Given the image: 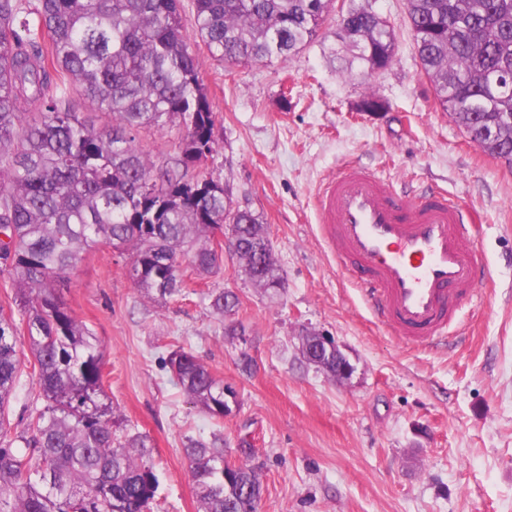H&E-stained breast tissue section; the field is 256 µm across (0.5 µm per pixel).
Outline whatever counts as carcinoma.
Here are the masks:
<instances>
[{
	"label": "carcinoma",
	"mask_w": 512,
	"mask_h": 512,
	"mask_svg": "<svg viewBox=\"0 0 512 512\" xmlns=\"http://www.w3.org/2000/svg\"><path fill=\"white\" fill-rule=\"evenodd\" d=\"M331 0H0V274L16 289L18 326L0 316V512H146L158 478L152 445L118 433L103 387L100 341L73 315L62 287L81 253H128L126 275L147 297L180 296L191 276L216 272V230L242 225L229 252L265 290L285 288L261 216L233 203L203 169L216 152V113L191 37L219 63L285 62L317 36ZM407 22L437 107L488 156L512 165V0H407ZM340 37L361 70L389 67L392 30L351 6ZM75 89L110 122L72 110ZM175 128L181 153L157 163L141 144ZM231 315L238 295L207 293ZM30 365L43 406L20 431L4 409ZM165 366L191 403L224 420V381L192 352ZM200 512H257L262 484L237 465L224 477V438L186 437Z\"/></svg>",
	"instance_id": "carcinoma-1"
}]
</instances>
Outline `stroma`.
Wrapping results in <instances>:
<instances>
[{
	"mask_svg": "<svg viewBox=\"0 0 512 512\" xmlns=\"http://www.w3.org/2000/svg\"><path fill=\"white\" fill-rule=\"evenodd\" d=\"M353 2L395 34L392 65L367 77L350 70L334 9L284 62L231 66L197 49L217 116L214 173L263 215L286 277L280 296L253 285L227 253L194 293L156 302L106 246L82 252L62 290L105 350L116 419L151 440V512H198L183 438L215 432L229 461L255 470L258 512H512V168L436 108L406 0ZM369 93L384 112L359 111ZM353 162L444 191L469 211L487 277L463 305L458 343L398 339L333 257L316 197ZM212 288L236 292L247 340L225 335L204 296ZM304 328L333 336L355 367L349 379L302 361ZM180 347L233 390L223 422L171 380L165 360ZM245 355L252 371L240 367Z\"/></svg>",
	"mask_w": 512,
	"mask_h": 512,
	"instance_id": "1",
	"label": "stroma"
}]
</instances>
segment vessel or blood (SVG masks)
<instances>
[{
    "label": "vessel or blood",
    "instance_id": "obj_1",
    "mask_svg": "<svg viewBox=\"0 0 512 512\" xmlns=\"http://www.w3.org/2000/svg\"><path fill=\"white\" fill-rule=\"evenodd\" d=\"M318 213L330 248L355 273L376 317L405 341L446 340L449 322L482 281L462 205L350 164L325 184Z\"/></svg>",
    "mask_w": 512,
    "mask_h": 512
}]
</instances>
